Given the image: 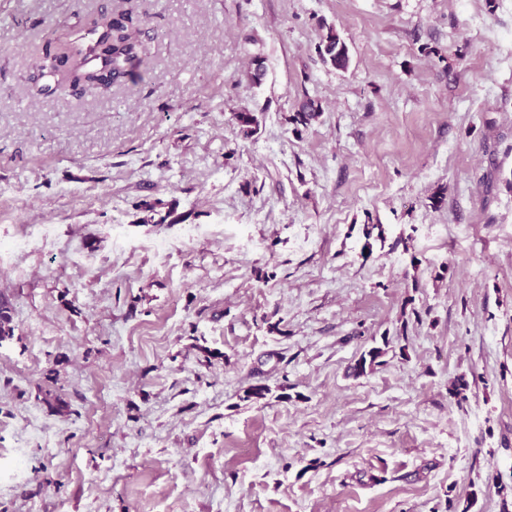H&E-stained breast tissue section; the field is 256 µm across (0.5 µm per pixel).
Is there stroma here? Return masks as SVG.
I'll use <instances>...</instances> for the list:
<instances>
[{
	"instance_id": "1",
	"label": "stroma",
	"mask_w": 512,
	"mask_h": 512,
	"mask_svg": "<svg viewBox=\"0 0 512 512\" xmlns=\"http://www.w3.org/2000/svg\"><path fill=\"white\" fill-rule=\"evenodd\" d=\"M139 2L92 99L0 0V512H512V0ZM320 55L337 69H346L349 65V52L345 41L332 27H328L326 36L318 46ZM383 347L373 346L361 353L354 364L350 366V375L359 378L374 371L375 367L382 365L379 359L386 354V348L392 343L388 336H383Z\"/></svg>"
}]
</instances>
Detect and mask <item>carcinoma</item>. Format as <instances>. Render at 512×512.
<instances>
[{"instance_id": "obj_1", "label": "carcinoma", "mask_w": 512, "mask_h": 512, "mask_svg": "<svg viewBox=\"0 0 512 512\" xmlns=\"http://www.w3.org/2000/svg\"><path fill=\"white\" fill-rule=\"evenodd\" d=\"M145 18L146 15L136 12L132 6L108 12L89 5L83 11L82 27L76 31L60 29L52 21L41 19L40 23L55 34L42 48L41 75L49 77L56 89L78 88L94 97L108 94L129 82L137 83L142 79L140 66L152 58L151 45L140 38ZM318 50L323 60L333 67L342 70L348 67V47L335 29L328 28ZM319 112L315 102L307 99L293 115V121L306 125L317 118ZM14 330L11 305L1 296L0 342L12 338ZM382 340L383 345L361 353L350 366L351 376H366L382 365L380 358L392 343L386 336Z\"/></svg>"}]
</instances>
